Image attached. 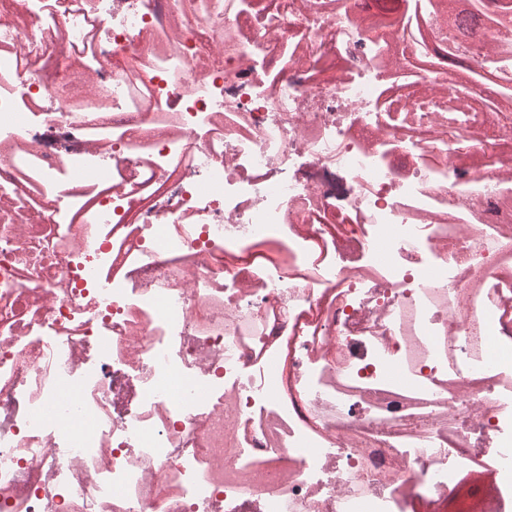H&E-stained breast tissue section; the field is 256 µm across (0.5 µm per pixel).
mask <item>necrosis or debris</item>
I'll list each match as a JSON object with an SVG mask.
<instances>
[{
    "label": "necrosis or debris",
    "mask_w": 512,
    "mask_h": 512,
    "mask_svg": "<svg viewBox=\"0 0 512 512\" xmlns=\"http://www.w3.org/2000/svg\"><path fill=\"white\" fill-rule=\"evenodd\" d=\"M405 3L0 0V512H512V19Z\"/></svg>",
    "instance_id": "necrosis-or-debris-1"
}]
</instances>
